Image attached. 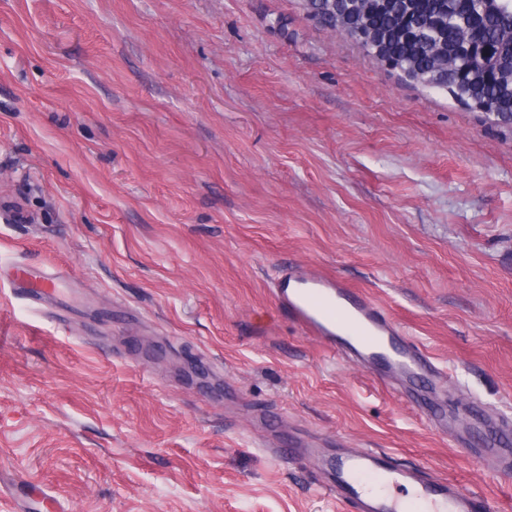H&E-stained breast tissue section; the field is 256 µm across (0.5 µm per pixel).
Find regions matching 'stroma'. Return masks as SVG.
I'll use <instances>...</instances> for the list:
<instances>
[{
  "label": "stroma",
  "instance_id": "stroma-1",
  "mask_svg": "<svg viewBox=\"0 0 512 512\" xmlns=\"http://www.w3.org/2000/svg\"><path fill=\"white\" fill-rule=\"evenodd\" d=\"M18 262L62 274L53 313ZM296 263L458 385L398 395L307 337L270 292ZM502 420L512 129L302 0H0V475L63 512H343L321 458L380 448L512 512Z\"/></svg>",
  "mask_w": 512,
  "mask_h": 512
}]
</instances>
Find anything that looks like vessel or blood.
I'll return each instance as SVG.
<instances>
[{"mask_svg": "<svg viewBox=\"0 0 512 512\" xmlns=\"http://www.w3.org/2000/svg\"><path fill=\"white\" fill-rule=\"evenodd\" d=\"M16 291L33 309L56 303V272L32 265L11 270ZM276 306L303 332L337 354L352 355L400 377L429 376L447 382L426 352L400 337L382 307L343 280L310 272L301 265L285 267L273 290ZM326 486L353 512H496L488 497L463 490L447 479L430 478L413 468H399L380 452L356 449L328 460Z\"/></svg>", "mask_w": 512, "mask_h": 512, "instance_id": "obj_1", "label": "vessel or blood"}]
</instances>
